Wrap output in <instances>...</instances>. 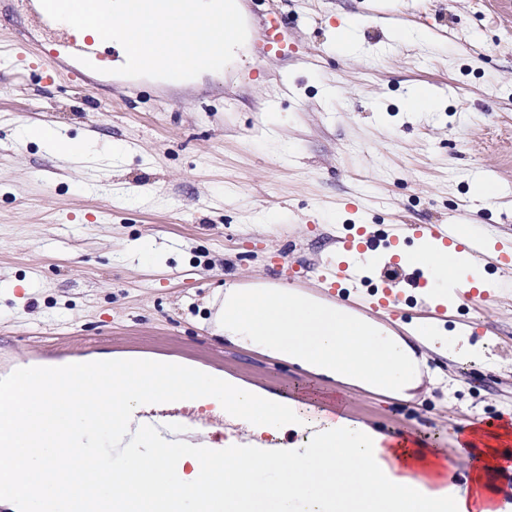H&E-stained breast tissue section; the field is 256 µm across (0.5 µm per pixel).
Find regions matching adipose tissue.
Wrapping results in <instances>:
<instances>
[{"label":"adipose tissue","mask_w":512,"mask_h":512,"mask_svg":"<svg viewBox=\"0 0 512 512\" xmlns=\"http://www.w3.org/2000/svg\"><path fill=\"white\" fill-rule=\"evenodd\" d=\"M186 394L219 410L233 400L237 420L273 434L283 430L266 410L269 396L261 388L235 378L220 385L204 370L173 380L123 370L80 384L67 370L35 364L0 380V432L11 438L10 447H0V505L10 512H383L395 506L428 512L424 499L396 504L368 464L382 438L360 421L337 422L342 440L314 457L296 447L246 464L163 452L144 434L125 480L110 491L90 452L98 433L133 420L146 402L172 404ZM76 454L82 457L77 467ZM270 467L279 481L257 482L256 474Z\"/></svg>","instance_id":"adipose-tissue-1"}]
</instances>
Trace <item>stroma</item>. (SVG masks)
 <instances>
[{
	"mask_svg": "<svg viewBox=\"0 0 512 512\" xmlns=\"http://www.w3.org/2000/svg\"><path fill=\"white\" fill-rule=\"evenodd\" d=\"M239 5L248 36L222 73L181 87L140 77L129 91L51 71L32 16L0 13V364L144 352L307 400L340 388L351 418L412 423L440 466L449 426L512 416V287L459 310L496 362L428 351L436 383L413 408L215 337L206 300L227 282L314 288L331 235L355 224L456 217L512 244V0ZM273 16L288 54L263 59L255 40ZM421 84L437 109L404 111ZM34 122L81 151L58 159L21 141ZM477 174L494 195L473 206ZM138 240L150 255L131 252Z\"/></svg>",
	"mask_w": 512,
	"mask_h": 512,
	"instance_id": "35a3bbf8",
	"label": "stroma"
}]
</instances>
